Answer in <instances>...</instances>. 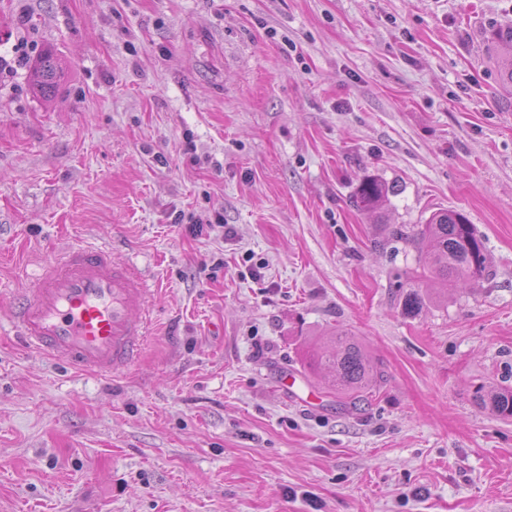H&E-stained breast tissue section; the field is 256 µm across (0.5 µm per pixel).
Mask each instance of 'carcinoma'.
Instances as JSON below:
<instances>
[{"label": "carcinoma", "instance_id": "cac0c4a2", "mask_svg": "<svg viewBox=\"0 0 512 512\" xmlns=\"http://www.w3.org/2000/svg\"><path fill=\"white\" fill-rule=\"evenodd\" d=\"M490 46L496 58L501 86L512 97V25L495 26L490 31ZM63 73L57 55L45 51L31 67V85L43 98L55 93ZM392 192L387 183L372 178L365 180L354 203L362 211L375 208ZM396 240L423 246V268L431 276L448 283L478 285L488 276V257L482 238L474 226L458 211L436 212L412 233L401 228L390 231ZM332 352L322 350L313 355L310 367L327 372L329 382L341 402L358 406L368 400L369 391L383 379L380 368L371 360L365 346L350 332L336 328L323 338ZM489 404L503 417H512V389L491 393Z\"/></svg>", "mask_w": 512, "mask_h": 512}]
</instances>
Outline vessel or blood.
<instances>
[{
    "mask_svg": "<svg viewBox=\"0 0 512 512\" xmlns=\"http://www.w3.org/2000/svg\"><path fill=\"white\" fill-rule=\"evenodd\" d=\"M151 288L136 263L111 250L65 249L43 265L31 297L12 320L28 348L77 372L116 374L142 354L152 333Z\"/></svg>",
    "mask_w": 512,
    "mask_h": 512,
    "instance_id": "b4317fda",
    "label": "vessel or blood"
}]
</instances>
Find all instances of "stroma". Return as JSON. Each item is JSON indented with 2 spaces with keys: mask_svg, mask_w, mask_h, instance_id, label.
<instances>
[{
  "mask_svg": "<svg viewBox=\"0 0 512 512\" xmlns=\"http://www.w3.org/2000/svg\"><path fill=\"white\" fill-rule=\"evenodd\" d=\"M511 22L512 0H0V512H512V417L479 401L512 389L488 42ZM370 177L395 192L357 210ZM443 210L484 241L480 285L389 236ZM76 241L154 287L155 335L108 378L12 322ZM336 327L384 374L360 411L308 370ZM63 73L57 55L52 50L45 51L31 67V85L35 93L43 98L55 93Z\"/></svg>",
  "mask_w": 512,
  "mask_h": 512,
  "instance_id": "obj_1",
  "label": "stroma"
}]
</instances>
